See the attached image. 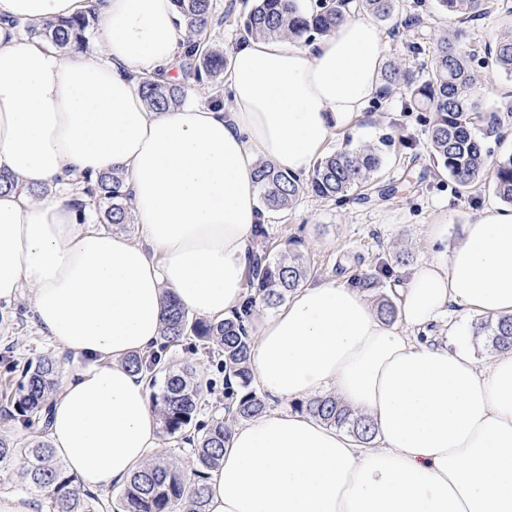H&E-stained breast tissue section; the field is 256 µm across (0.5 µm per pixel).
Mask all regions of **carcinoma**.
I'll return each instance as SVG.
<instances>
[{
	"instance_id": "cac0c4a2",
	"label": "carcinoma",
	"mask_w": 512,
	"mask_h": 512,
	"mask_svg": "<svg viewBox=\"0 0 512 512\" xmlns=\"http://www.w3.org/2000/svg\"><path fill=\"white\" fill-rule=\"evenodd\" d=\"M360 7L387 20L394 0H359ZM491 0H439L440 6L466 22L489 13ZM175 11L187 31L181 45L177 78L164 72L136 77L138 92L152 111L162 112L182 104L193 86L224 73V53L213 48L207 29L213 20L212 0H173ZM352 0H332L309 11L300 10L297 0H256L243 19L244 35L260 39L323 37L341 23ZM98 21L90 10L69 18H48L38 22L14 21L23 34L57 50L85 51L89 35ZM498 72L512 77V36L500 38L488 51ZM475 54L463 49L458 40L442 37L434 41L427 78L418 82L411 71L391 63L385 69L386 85L413 87L415 101L433 112L429 127V148L433 164L467 188L480 179L488 164L480 135L483 104L478 76L471 66ZM384 166L383 150L364 145L337 150L317 162L312 175L303 181L277 170L264 161L255 165L254 179L260 199L268 211L293 207L299 196L310 192L338 202L368 198V191ZM125 178L119 172L105 173L95 185L82 188L102 224L124 226L132 223ZM493 189L500 200L512 206V155L494 164ZM259 243L251 257L241 305L224 319L215 321L190 314L172 295L165 296L161 336L155 348L129 355L125 364L153 385L162 378L160 393L153 395L160 433L166 440L183 444L182 461H154L138 466L126 480L115 504L80 486L54 453L44 434L48 425V401L55 391L59 361L51 354L36 364L18 368L14 362L8 373L20 372L7 404L31 438L11 440L0 437V468L19 467L17 489L41 501L46 512H208L205 479L224 456V445L235 423L257 417L266 409L265 397L251 385L249 357L252 328L264 310L285 303L307 279L310 269L304 256L288 248L273 255L268 249L269 230L260 225ZM494 351L512 349V316L485 320L475 327ZM190 342L217 360L224 370V412L202 422L198 416L209 403L211 383L185 363L174 367L166 362L170 349ZM297 409L327 425L345 429L365 442L375 436L370 419L342 405L334 395L300 402Z\"/></svg>"
}]
</instances>
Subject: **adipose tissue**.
Here are the masks:
<instances>
[{
    "label": "adipose tissue",
    "mask_w": 512,
    "mask_h": 512,
    "mask_svg": "<svg viewBox=\"0 0 512 512\" xmlns=\"http://www.w3.org/2000/svg\"><path fill=\"white\" fill-rule=\"evenodd\" d=\"M96 10L101 51L66 55L6 19ZM172 0H0V303L34 291L33 317L86 367L60 374L46 437L87 490L123 485L159 442L144 378L171 292L220 320L242 301L263 223L254 163L303 176L381 87L384 38L354 14L316 42L250 39L231 55V107L149 110L134 76L171 64ZM122 172L142 242L81 217L78 175ZM42 190L34 199L29 189ZM392 286L400 318L378 317L350 284L297 288L261 319L250 369L289 401L237 425L207 474L208 512H512V350L481 367L426 328L467 313L512 316V209H484ZM370 418L362 443L296 410L326 389Z\"/></svg>",
    "instance_id": "adipose-tissue-1"
}]
</instances>
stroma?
<instances>
[{"label":"stroma","instance_id":"stroma-1","mask_svg":"<svg viewBox=\"0 0 512 512\" xmlns=\"http://www.w3.org/2000/svg\"><path fill=\"white\" fill-rule=\"evenodd\" d=\"M399 7L378 26L385 39V62H396L424 76L430 67L428 47L441 36L463 32L477 49H485L501 35L512 31V13L494 0L490 13L467 26L448 16L438 0H398ZM214 21L211 41L225 54H232L241 42L240 24L254 0H213ZM419 14L418 25L404 23L410 14ZM482 85L489 124L484 142L489 160L512 155V117L503 113L512 103V78L495 70L485 72ZM429 113L415 108L410 90L397 87L380 90L356 128L339 132L328 144V151L366 144L385 147V164L379 181L393 187L388 198L369 202L352 200L343 204L303 194L286 211L268 214L270 249L298 250L310 263L311 281L350 280L356 274H372L382 282L405 277L410 266L434 256L427 227L436 218L447 226L448 242H455L464 224L472 222L485 207L498 205L492 180L482 177L469 191L459 190L451 177L429 170ZM408 254L409 265L396 262L397 254ZM10 351L18 365L55 353L70 370L83 368V359L56 351L33 319L32 291L23 289L15 301L0 305V352Z\"/></svg>","mask_w":512,"mask_h":512}]
</instances>
